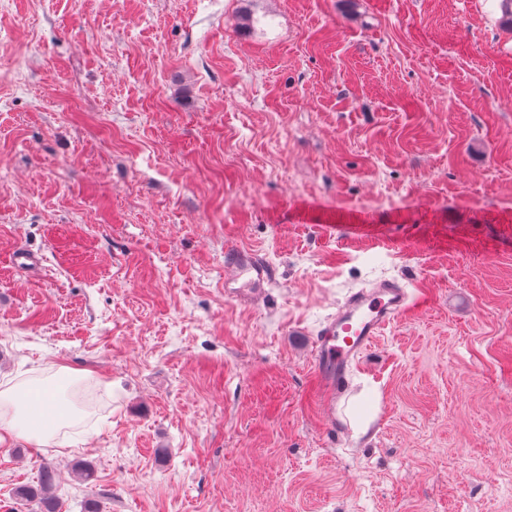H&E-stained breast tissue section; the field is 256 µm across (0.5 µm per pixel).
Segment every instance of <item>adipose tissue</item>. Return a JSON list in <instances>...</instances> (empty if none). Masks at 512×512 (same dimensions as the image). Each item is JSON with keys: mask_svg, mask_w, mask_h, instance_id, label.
<instances>
[{"mask_svg": "<svg viewBox=\"0 0 512 512\" xmlns=\"http://www.w3.org/2000/svg\"><path fill=\"white\" fill-rule=\"evenodd\" d=\"M81 376L61 367L45 378L24 382L0 391V431L47 444L61 430L83 418L65 398L66 388Z\"/></svg>", "mask_w": 512, "mask_h": 512, "instance_id": "ef3b65f1", "label": "adipose tissue"}]
</instances>
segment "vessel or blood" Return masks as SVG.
I'll return each mask as SVG.
<instances>
[{
  "label": "vessel or blood",
  "instance_id": "obj_1",
  "mask_svg": "<svg viewBox=\"0 0 512 512\" xmlns=\"http://www.w3.org/2000/svg\"><path fill=\"white\" fill-rule=\"evenodd\" d=\"M271 276L258 252L231 248L226 253V293L249 301L257 298ZM414 300L406 286L388 279L350 293L319 330L315 341L318 376L327 398L344 389L350 363L369 349L383 329L407 314Z\"/></svg>",
  "mask_w": 512,
  "mask_h": 512
}]
</instances>
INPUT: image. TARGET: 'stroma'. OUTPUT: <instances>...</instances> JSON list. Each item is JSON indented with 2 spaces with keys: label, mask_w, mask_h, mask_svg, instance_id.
<instances>
[{
  "label": "stroma",
  "mask_w": 512,
  "mask_h": 512,
  "mask_svg": "<svg viewBox=\"0 0 512 512\" xmlns=\"http://www.w3.org/2000/svg\"><path fill=\"white\" fill-rule=\"evenodd\" d=\"M500 4L0 0V385L103 395L0 440V512L46 464L62 512H512ZM383 278L417 304L327 410L312 341ZM225 270V292L243 301L257 298L271 276L269 265L258 252L237 247L227 250Z\"/></svg>",
  "instance_id": "obj_1"
}]
</instances>
